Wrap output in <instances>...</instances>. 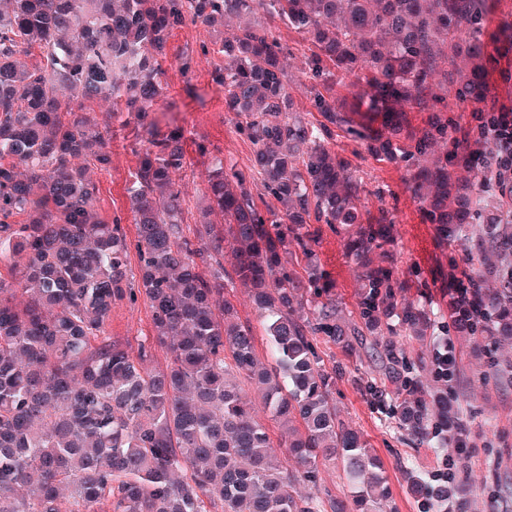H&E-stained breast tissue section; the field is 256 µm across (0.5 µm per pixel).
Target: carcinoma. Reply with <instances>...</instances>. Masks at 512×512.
Here are the masks:
<instances>
[{
  "label": "carcinoma",
  "mask_w": 512,
  "mask_h": 512,
  "mask_svg": "<svg viewBox=\"0 0 512 512\" xmlns=\"http://www.w3.org/2000/svg\"><path fill=\"white\" fill-rule=\"evenodd\" d=\"M488 8V0H0V512H378L390 497L380 462L333 403L336 376L365 348L395 386L388 413L452 449L459 410L441 402L456 369L432 368L433 422L424 398L398 399L416 383V362L368 337L384 326L512 340V266L500 263L512 226L489 211L501 196L499 152L478 136L448 148V66L461 56L455 99L483 111ZM229 16L246 21L170 55L176 32ZM282 27L309 52L313 122L290 112ZM171 56L187 81L200 63L210 67L263 188L255 196L236 164L214 158L192 237L178 183L186 131L149 121L168 95ZM339 87L352 89L353 110ZM414 108L429 116L409 133ZM116 119L149 124L126 188L132 241L121 217L100 215L89 175L111 164ZM340 132L404 170L441 243L471 251L470 279L459 287L478 308L399 307L395 219L364 209L362 179L334 149ZM479 165L487 176L475 183ZM214 213L224 225L207 219ZM312 224L338 235L354 265L351 319L318 267ZM286 255L294 262L284 264ZM237 282L264 317L268 360L227 293ZM140 298L151 334L135 345L106 335L112 307ZM319 340L344 357L329 371ZM241 381L261 392L283 452ZM336 461L351 500L296 493L300 483L318 486ZM408 488L421 512L448 508L446 482L411 476Z\"/></svg>",
  "instance_id": "obj_1"
}]
</instances>
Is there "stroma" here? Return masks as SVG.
<instances>
[{
    "instance_id": "stroma-1",
    "label": "stroma",
    "mask_w": 512,
    "mask_h": 512,
    "mask_svg": "<svg viewBox=\"0 0 512 512\" xmlns=\"http://www.w3.org/2000/svg\"><path fill=\"white\" fill-rule=\"evenodd\" d=\"M483 40L491 65L486 72L489 97L512 102V0H493ZM171 97L157 114L160 126H180L188 133L187 167L180 189L191 210H198L212 155L233 159L239 170H250V146L235 132L230 114L224 110V95L212 87L207 67H200L192 80L195 91L187 93L176 66H168ZM335 148L348 159L365 193L370 211L386 208L396 220V253L400 272L406 273L402 292L405 301L430 300L433 308H446L449 293L440 288L443 271L452 267L470 268V256L455 246H442L432 225L426 224L415 200L407 192L403 172L387 162L357 153L346 138L335 141ZM139 161L133 137L125 130L112 136V165L94 172L100 187L98 208L102 216H122L126 232H133L126 188ZM315 250L321 268L337 283L336 296L344 310L356 307L358 284L347 263L339 236L323 231ZM150 319L144 302L114 305L107 327L115 338L148 335ZM459 356L458 399L462 407L461 425L472 443L470 455L455 458L451 470L456 481L466 483L467 512H512V381L490 377L480 338L453 337ZM373 363L368 357L352 359L342 379L336 382V406L341 417L369 442L387 477L392 512H419L418 503L408 491L407 479L418 475L430 478L442 467L443 449L431 441L417 439L397 418L373 405L360 386V379L371 376Z\"/></svg>"
}]
</instances>
